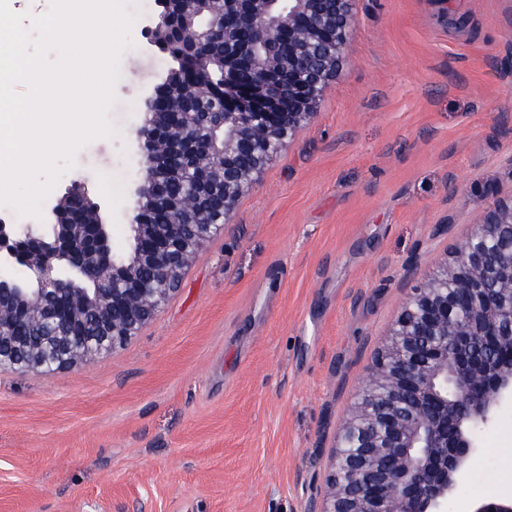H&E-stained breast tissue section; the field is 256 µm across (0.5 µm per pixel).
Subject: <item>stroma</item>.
<instances>
[{
	"label": "stroma",
	"mask_w": 512,
	"mask_h": 512,
	"mask_svg": "<svg viewBox=\"0 0 512 512\" xmlns=\"http://www.w3.org/2000/svg\"><path fill=\"white\" fill-rule=\"evenodd\" d=\"M138 19L115 138L84 182L125 241L143 93L174 60ZM349 64L314 121L198 251L162 311L107 357L0 370V512H305L412 288L512 197V0H355ZM448 512L512 497V407Z\"/></svg>",
	"instance_id": "obj_1"
}]
</instances>
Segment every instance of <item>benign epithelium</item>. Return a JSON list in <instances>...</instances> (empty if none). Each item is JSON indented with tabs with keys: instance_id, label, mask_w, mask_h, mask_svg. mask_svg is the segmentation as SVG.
Returning <instances> with one entry per match:
<instances>
[{
	"instance_id": "7a95c632",
	"label": "benign epithelium",
	"mask_w": 512,
	"mask_h": 512,
	"mask_svg": "<svg viewBox=\"0 0 512 512\" xmlns=\"http://www.w3.org/2000/svg\"><path fill=\"white\" fill-rule=\"evenodd\" d=\"M143 28L179 79L144 94L131 247L109 225L74 222V181L48 224H0V370L50 374L122 347L162 310L191 259L239 198L313 120L348 61L354 0H158ZM224 51V80L205 62ZM219 104L193 112L192 104ZM211 194L150 224L143 201L166 191L176 153ZM212 213L224 223L207 224ZM512 197L482 211L436 271L423 274L337 436L322 495L307 512H447L480 432L512 405ZM473 512H512V498Z\"/></svg>"
}]
</instances>
